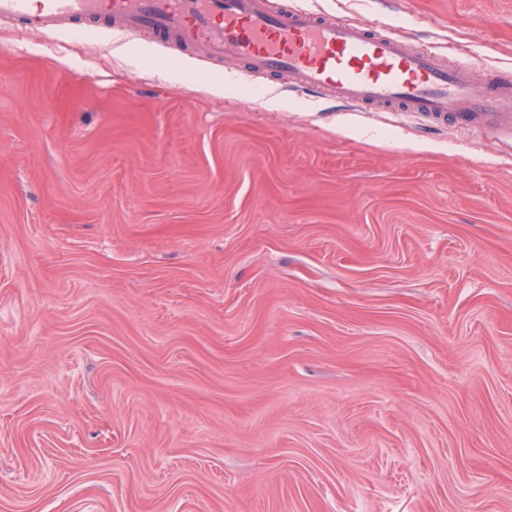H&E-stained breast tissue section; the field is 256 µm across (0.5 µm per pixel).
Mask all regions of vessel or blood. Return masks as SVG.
<instances>
[{
	"label": "vessel or blood",
	"mask_w": 512,
	"mask_h": 512,
	"mask_svg": "<svg viewBox=\"0 0 512 512\" xmlns=\"http://www.w3.org/2000/svg\"><path fill=\"white\" fill-rule=\"evenodd\" d=\"M37 33L114 26L177 50H201L286 89L355 112H413L430 124L490 126L512 138V73L447 62L379 20L280 0H0V19Z\"/></svg>",
	"instance_id": "1"
}]
</instances>
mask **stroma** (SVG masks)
Listing matches in <instances>:
<instances>
[{
	"label": "stroma",
	"instance_id": "1",
	"mask_svg": "<svg viewBox=\"0 0 512 512\" xmlns=\"http://www.w3.org/2000/svg\"><path fill=\"white\" fill-rule=\"evenodd\" d=\"M0 512H512V142L0 21Z\"/></svg>",
	"mask_w": 512,
	"mask_h": 512
}]
</instances>
